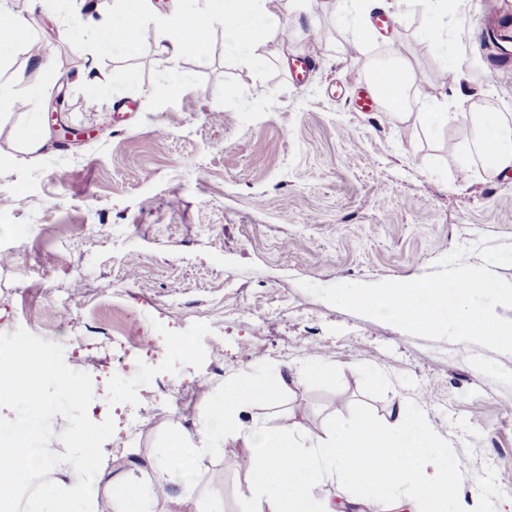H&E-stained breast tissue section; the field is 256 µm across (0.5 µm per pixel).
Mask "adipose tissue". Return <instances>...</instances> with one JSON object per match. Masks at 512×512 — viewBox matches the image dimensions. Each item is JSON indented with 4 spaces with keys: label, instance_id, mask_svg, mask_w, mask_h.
<instances>
[{
    "label": "adipose tissue",
    "instance_id": "ef3b65f1",
    "mask_svg": "<svg viewBox=\"0 0 512 512\" xmlns=\"http://www.w3.org/2000/svg\"><path fill=\"white\" fill-rule=\"evenodd\" d=\"M204 2L201 12L177 6L158 15L151 0H113L111 22L94 27L93 51L107 54L134 46L148 20L159 53L176 58L189 47L201 53L206 46L201 33L217 19L224 26L226 53L252 68H263L266 58L259 47L268 34L282 28L281 12L272 7V0ZM385 73L392 94L389 117L407 123L406 100L414 81L411 67L398 59ZM422 118L432 129L468 121L472 142L461 150L458 161L463 178L512 176L511 113L474 108L461 114L437 106ZM9 368L34 377L28 386H11L13 401L28 404L32 416L5 429L10 444L0 446V501L13 495L18 475H27L42 484L33 512H97L102 494L111 497L112 512H164L156 487L176 486L183 497H191L198 486L190 475L196 460L222 449L228 434L241 438L248 450L247 512H337L336 502L319 494L320 485L328 480L347 491V503L365 508L388 501L398 512H497L494 504L479 505L459 493L457 470L449 464L452 451L424 410L399 407L382 421L366 416L340 419L323 438H312L300 429L284 433L259 422H242V413L278 399L287 387L285 378L272 382L251 373L212 400L194 431L172 428L146 477L106 479L105 458L86 446L85 435L77 432L72 439L81 448L75 457L34 458L28 446L37 435L34 417L42 409L39 390L47 367L20 353ZM53 470L61 472V479L45 482V475Z\"/></svg>",
    "mask_w": 512,
    "mask_h": 512
}]
</instances>
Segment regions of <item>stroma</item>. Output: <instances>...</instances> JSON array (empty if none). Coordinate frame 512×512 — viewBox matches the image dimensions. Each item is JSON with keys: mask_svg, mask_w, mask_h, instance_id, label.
Masks as SVG:
<instances>
[{"mask_svg": "<svg viewBox=\"0 0 512 512\" xmlns=\"http://www.w3.org/2000/svg\"><path fill=\"white\" fill-rule=\"evenodd\" d=\"M17 10L27 38L0 55V356L22 344L49 367L34 452L74 456L64 431L90 426L113 476L140 477L169 428L203 419L240 374L298 375L316 358L334 367L329 380L300 378L250 416L321 436L341 416L420 408L455 450L460 491L512 501V354L415 337L298 286L414 280L459 247L481 265L482 236L512 244V177L458 176L466 124L433 134L353 103L400 57L423 83L416 111L465 112L476 94L512 113V54L487 39L512 0H458L440 43L410 0L374 32L331 0H305L300 22L319 39L267 37L259 70L225 53L217 20L202 63L192 49L157 53L149 30L132 53L93 56L91 30H71L84 0ZM91 67L110 93L86 96ZM15 97L43 113L59 101L62 120L92 137L61 142L49 128L23 151ZM229 453L245 455L241 439L198 458L195 476L224 512H243L246 475L227 469Z\"/></svg>", "mask_w": 512, "mask_h": 512, "instance_id": "obj_1", "label": "stroma"}]
</instances>
